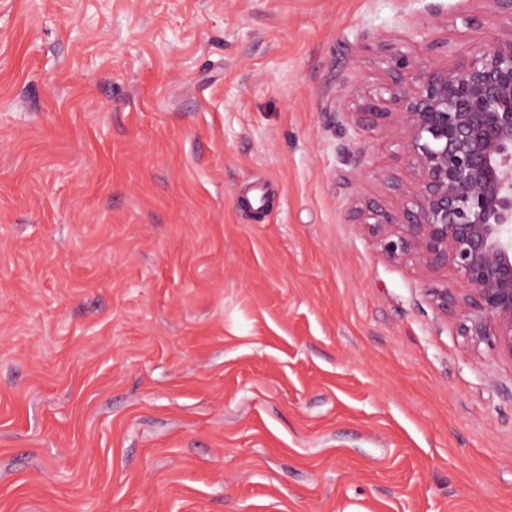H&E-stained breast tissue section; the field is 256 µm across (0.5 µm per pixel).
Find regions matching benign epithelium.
<instances>
[{"instance_id":"1","label":"benign epithelium","mask_w":512,"mask_h":512,"mask_svg":"<svg viewBox=\"0 0 512 512\" xmlns=\"http://www.w3.org/2000/svg\"><path fill=\"white\" fill-rule=\"evenodd\" d=\"M503 31L451 65L411 58L384 45L397 72L388 97L363 96L348 113L362 129L389 126L414 174L393 183L400 206L367 224L392 260L449 266L458 287L428 289L470 344L512 359V0H490Z\"/></svg>"}]
</instances>
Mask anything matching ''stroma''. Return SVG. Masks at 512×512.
<instances>
[{
    "mask_svg": "<svg viewBox=\"0 0 512 512\" xmlns=\"http://www.w3.org/2000/svg\"><path fill=\"white\" fill-rule=\"evenodd\" d=\"M491 11L0 0V512H512V359L350 220L411 172L344 119Z\"/></svg>",
    "mask_w": 512,
    "mask_h": 512,
    "instance_id": "stroma-1",
    "label": "stroma"
}]
</instances>
